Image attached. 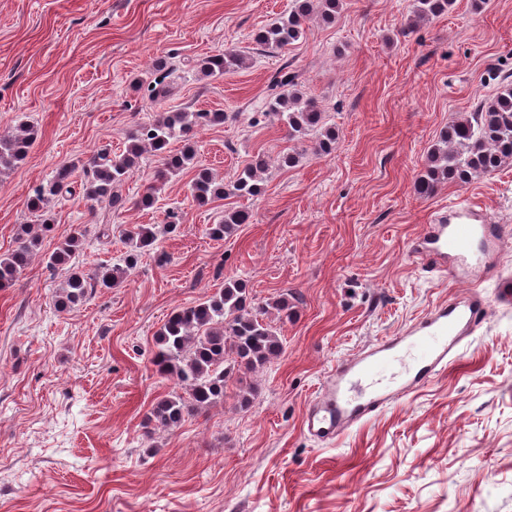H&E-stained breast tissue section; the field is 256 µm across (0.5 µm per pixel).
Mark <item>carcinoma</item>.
<instances>
[{"mask_svg": "<svg viewBox=\"0 0 512 512\" xmlns=\"http://www.w3.org/2000/svg\"><path fill=\"white\" fill-rule=\"evenodd\" d=\"M452 4L453 0H413V16L418 20L430 18L448 11ZM341 7L342 0H292L288 14L258 29L252 41L261 48L282 52L304 38L307 23L313 16L332 24ZM247 65L248 57L232 50L199 59L195 69L205 78H214ZM173 71L171 57H161L153 64L150 80H137L135 89L145 91L152 101H161L168 95L167 79ZM297 86L294 75L279 71L268 85L265 114L286 126L291 140L300 145L310 142L313 155L328 154L336 145V129L326 124L324 113ZM222 122V112L196 110L165 112L152 122L138 125L128 135L121 155L114 157L109 149L103 148L87 160L79 184L82 196L90 201L106 200L115 210L124 207L126 200L117 194L116 188L134 173L145 152L162 156L157 180L164 181L193 164L195 150L189 144L190 133L198 127ZM36 134L33 126L21 124L15 131L0 136V174L18 168ZM174 139L185 142V147L171 154L167 147ZM509 160H512L511 84L502 86L478 111L448 124L440 140L429 150L414 190L418 197L429 198L444 183L468 184ZM267 168L266 160L258 154L228 184L208 169H197L191 179L193 201L205 207L225 197L258 196L263 191L261 174ZM73 172V166L62 165L51 179L32 190L27 207L41 213V224L19 225L16 247L0 254V288L13 286L37 255L43 237L51 231V220L46 217L48 204L64 193H72ZM249 221L247 210L227 207L210 233L218 239L228 238ZM83 237L82 231L74 233L48 257L49 266L66 270L64 284L55 299V307L61 312L84 302L98 287L120 286L147 254H155L159 262L166 260V255L158 250L156 226L136 224L126 232V251L119 262L88 273L73 263ZM293 315L287 295L281 294L269 303H257L240 279H227L224 287L206 300L171 313L155 333L154 363L160 372L173 377L184 393L157 399L145 416V429L150 432L173 428L185 418L224 401L226 388L234 379L241 384L240 407H247L253 388L243 385L241 375L257 371L282 354L280 327Z\"/></svg>", "mask_w": 512, "mask_h": 512, "instance_id": "obj_1", "label": "carcinoma"}]
</instances>
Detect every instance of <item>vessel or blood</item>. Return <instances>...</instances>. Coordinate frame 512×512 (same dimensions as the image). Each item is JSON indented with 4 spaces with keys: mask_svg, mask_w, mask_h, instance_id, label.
I'll return each mask as SVG.
<instances>
[{
    "mask_svg": "<svg viewBox=\"0 0 512 512\" xmlns=\"http://www.w3.org/2000/svg\"><path fill=\"white\" fill-rule=\"evenodd\" d=\"M511 238L512 232L491 223L483 208L461 199L435 212L414 254L424 271L432 274L446 273L452 259L480 270L488 266L490 246H503ZM487 312L488 305L479 294L453 297L403 333L338 362L319 396L308 406L305 432L322 442H333L352 424L447 368L458 359L464 340L483 326ZM410 346L421 351L414 373L389 385H373L374 375Z\"/></svg>",
    "mask_w": 512,
    "mask_h": 512,
    "instance_id": "obj_1",
    "label": "vessel or blood"
}]
</instances>
